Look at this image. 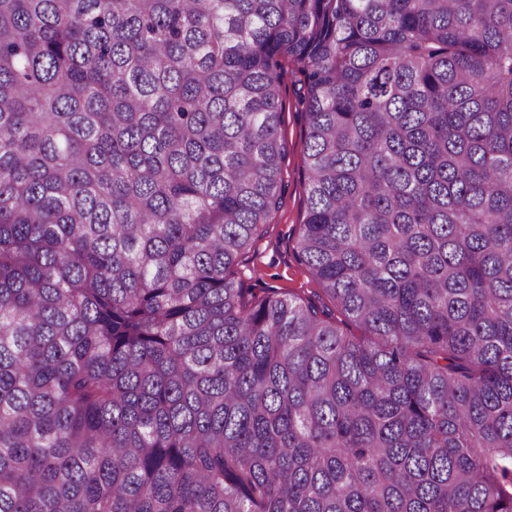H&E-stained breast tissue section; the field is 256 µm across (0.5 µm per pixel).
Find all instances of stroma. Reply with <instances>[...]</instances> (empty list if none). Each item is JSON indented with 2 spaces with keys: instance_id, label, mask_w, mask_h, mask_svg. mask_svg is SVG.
I'll return each mask as SVG.
<instances>
[{
  "instance_id": "stroma-1",
  "label": "stroma",
  "mask_w": 512,
  "mask_h": 512,
  "mask_svg": "<svg viewBox=\"0 0 512 512\" xmlns=\"http://www.w3.org/2000/svg\"><path fill=\"white\" fill-rule=\"evenodd\" d=\"M299 75L286 65L281 89V135L288 145L282 173V204L267 224L254 253L240 266L245 288L260 295L269 290L293 291L311 296L317 285L295 257L294 247L306 214V189L302 169L307 122L299 99Z\"/></svg>"
}]
</instances>
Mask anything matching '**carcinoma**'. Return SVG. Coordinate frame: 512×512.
<instances>
[{
  "label": "carcinoma",
  "mask_w": 512,
  "mask_h": 512,
  "mask_svg": "<svg viewBox=\"0 0 512 512\" xmlns=\"http://www.w3.org/2000/svg\"><path fill=\"white\" fill-rule=\"evenodd\" d=\"M0 512H512V0H0ZM301 76L286 62L281 89V135L288 145L282 173V204L266 225L255 252L239 267V277L250 292L263 295L268 290L312 296L318 286L295 257L294 247L306 214V189L302 169L307 135L306 114L299 99ZM257 269L253 273L252 269Z\"/></svg>",
  "instance_id": "obj_1"
}]
</instances>
